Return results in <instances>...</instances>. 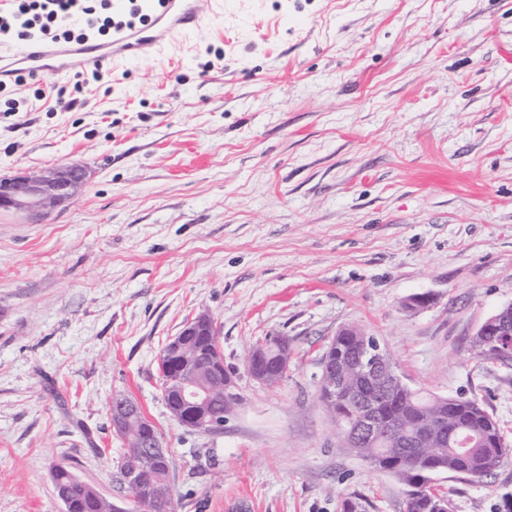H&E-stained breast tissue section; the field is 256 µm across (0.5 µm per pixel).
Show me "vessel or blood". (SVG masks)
I'll return each instance as SVG.
<instances>
[{"label": "vessel or blood", "instance_id": "obj_1", "mask_svg": "<svg viewBox=\"0 0 512 512\" xmlns=\"http://www.w3.org/2000/svg\"><path fill=\"white\" fill-rule=\"evenodd\" d=\"M115 26L110 41L40 42L0 49V81L15 69L52 79L77 67L113 68L136 59H156L164 40L187 39L202 23L198 0H112Z\"/></svg>", "mask_w": 512, "mask_h": 512}]
</instances>
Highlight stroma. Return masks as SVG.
<instances>
[{
  "label": "stroma",
  "instance_id": "1",
  "mask_svg": "<svg viewBox=\"0 0 512 512\" xmlns=\"http://www.w3.org/2000/svg\"><path fill=\"white\" fill-rule=\"evenodd\" d=\"M200 7L194 36L105 72L85 107L53 111L48 78L0 128V178L88 170L44 221L0 212V512H61L58 465L141 512L115 481L118 393L173 461L175 512H405L323 407V357L358 326L411 387L477 399L512 444V367L471 350L512 303V0ZM417 294L432 303L406 309ZM201 315L242 397L212 432L171 417L158 370ZM271 336L290 348L274 386L244 367ZM432 487L450 512H505L512 457Z\"/></svg>",
  "mask_w": 512,
  "mask_h": 512
}]
</instances>
